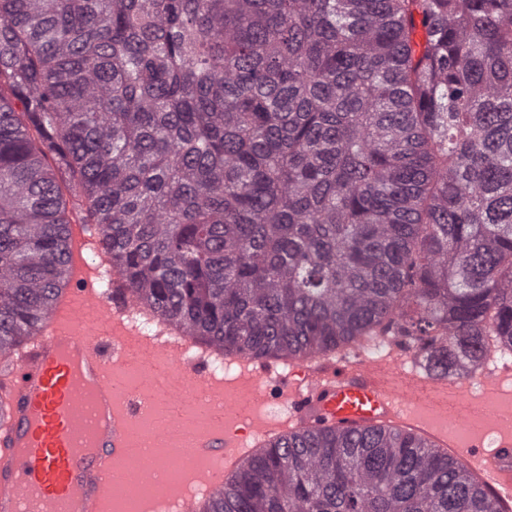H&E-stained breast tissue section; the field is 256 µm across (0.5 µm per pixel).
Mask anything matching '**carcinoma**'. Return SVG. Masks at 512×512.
I'll return each instance as SVG.
<instances>
[{
  "label": "carcinoma",
  "instance_id": "1",
  "mask_svg": "<svg viewBox=\"0 0 512 512\" xmlns=\"http://www.w3.org/2000/svg\"><path fill=\"white\" fill-rule=\"evenodd\" d=\"M88 224L222 355L512 351V0H0V357ZM208 512H502L406 429L246 458Z\"/></svg>",
  "mask_w": 512,
  "mask_h": 512
}]
</instances>
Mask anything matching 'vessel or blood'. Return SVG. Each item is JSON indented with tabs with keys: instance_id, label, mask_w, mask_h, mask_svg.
I'll list each match as a JSON object with an SVG mask.
<instances>
[{
	"instance_id": "1",
	"label": "vessel or blood",
	"mask_w": 512,
	"mask_h": 512,
	"mask_svg": "<svg viewBox=\"0 0 512 512\" xmlns=\"http://www.w3.org/2000/svg\"><path fill=\"white\" fill-rule=\"evenodd\" d=\"M72 248V275L40 332L27 351L0 360V512H20L23 503L27 512H72L76 502L82 512H112L120 489L105 476L134 453L128 428L148 395L115 393L109 375L136 333L141 310L112 303L108 259L87 265L92 249L82 238ZM162 349L206 378L205 357L189 353L187 344ZM243 376L246 399L258 405L275 391L282 415L260 423L226 411L225 422L200 440L212 462L203 492L173 502L155 500V512H201L259 438L389 425L424 435L429 419L447 417L449 402L470 398L467 384L425 379L359 355H343L320 368L305 358L280 368L255 361ZM456 458L467 469L490 475L497 501H512V429L500 432L489 450L481 437L469 436Z\"/></svg>"
}]
</instances>
